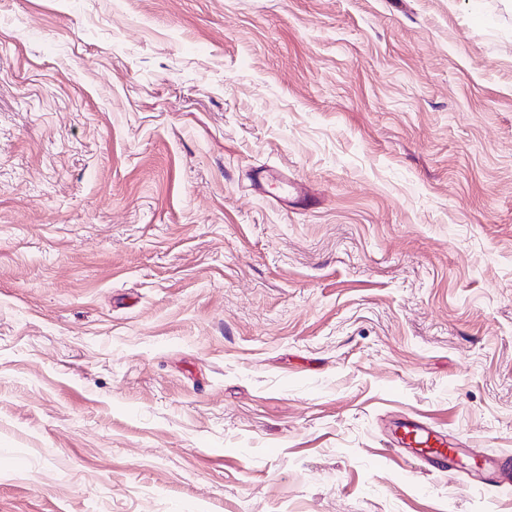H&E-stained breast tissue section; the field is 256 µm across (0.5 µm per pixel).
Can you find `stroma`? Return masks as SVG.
<instances>
[{"mask_svg": "<svg viewBox=\"0 0 512 512\" xmlns=\"http://www.w3.org/2000/svg\"><path fill=\"white\" fill-rule=\"evenodd\" d=\"M404 414L512 455V0H0V512H512ZM396 434L399 446L409 450L421 469L433 468L441 473H448V476L459 470L455 463L456 459L464 455V449L449 443L445 431L414 417L405 416L398 423Z\"/></svg>", "mask_w": 512, "mask_h": 512, "instance_id": "1", "label": "stroma"}]
</instances>
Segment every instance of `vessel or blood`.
Masks as SVG:
<instances>
[{
    "label": "vessel or blood",
    "mask_w": 512,
    "mask_h": 512,
    "mask_svg": "<svg viewBox=\"0 0 512 512\" xmlns=\"http://www.w3.org/2000/svg\"><path fill=\"white\" fill-rule=\"evenodd\" d=\"M396 434L399 445L409 450L421 469L432 468L451 475L456 473L455 463L463 451L449 443L445 431L407 416L399 422ZM476 486L482 493L492 495L512 491V461L488 460Z\"/></svg>",
    "instance_id": "obj_1"
}]
</instances>
